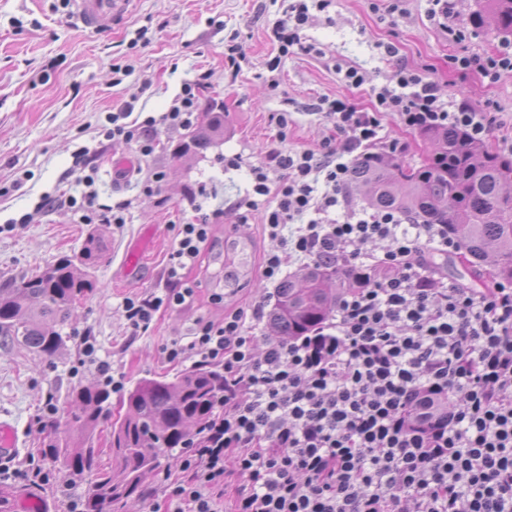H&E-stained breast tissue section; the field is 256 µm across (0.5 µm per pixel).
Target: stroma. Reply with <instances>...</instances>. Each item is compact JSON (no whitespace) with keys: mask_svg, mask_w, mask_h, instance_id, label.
Masks as SVG:
<instances>
[{"mask_svg":"<svg viewBox=\"0 0 512 512\" xmlns=\"http://www.w3.org/2000/svg\"><path fill=\"white\" fill-rule=\"evenodd\" d=\"M481 4L453 0L454 21L467 30L466 40L455 43L429 17L427 0H401L392 13L385 0H334L326 11H311L303 30L314 53L282 57L269 36L280 9L275 0H131L124 18L100 35L84 29L60 0H0V281L34 273L62 255L79 258L91 231L106 241L104 257L91 271L96 286L65 325L69 341L60 355L46 358L0 343V423L14 430L15 463L40 457L46 399L62 403L71 387L99 380L97 362L110 363L121 381V391L112 394L120 400L122 390L141 378L177 372L164 350L197 319L219 321L225 312L273 296L275 285L264 278L263 262L280 244L265 234L262 211L243 221L234 209L251 188L250 168L272 148L319 150L329 122L313 111L317 99L371 106L372 87L394 72L385 45H394L410 68L436 81L445 98L478 112H498L502 126L488 137L491 148L512 137V71L492 83L476 73L461 74L453 63L468 54L495 53L502 42L491 28H467ZM231 42L241 55L236 73L224 59ZM275 58L280 65L272 73L267 63ZM337 62L361 68L366 83L346 86L333 68ZM202 72L209 79L201 100L224 103V134L207 149L175 156L187 136L182 128H160V146L148 157L135 145L102 135L121 103L131 100L142 116H160L182 83ZM273 76L279 80L275 89L268 85ZM283 113L289 118L284 134L277 125ZM229 157L240 158V167H225ZM152 169L163 171L164 180L159 192L146 194L141 181ZM89 190L96 197L85 222L67 200ZM47 195L57 202L44 209L40 203ZM120 204L124 223L102 222ZM198 205L204 213L220 207L224 214L215 219L198 265L182 275L195 290V303L161 309L145 333L131 335L124 300L171 287L169 257ZM26 214L31 220L25 224ZM238 238L249 263L246 288L224 264L227 243ZM139 243L140 268L123 278L126 257ZM433 261L435 281L466 288L490 281L489 264L465 267L453 253ZM215 293L223 294V302L212 301ZM86 336L95 343L91 358L81 351Z\"/></svg>","mask_w":512,"mask_h":512,"instance_id":"stroma-1","label":"stroma"}]
</instances>
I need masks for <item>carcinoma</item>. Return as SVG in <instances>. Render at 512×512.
Listing matches in <instances>:
<instances>
[{"label":"carcinoma","instance_id":"obj_1","mask_svg":"<svg viewBox=\"0 0 512 512\" xmlns=\"http://www.w3.org/2000/svg\"><path fill=\"white\" fill-rule=\"evenodd\" d=\"M494 31L512 36V0H484L469 16L476 29L486 15ZM208 122L195 130L175 155L206 148L224 133V103L212 101L205 109ZM432 152L418 165L382 153L354 160L352 188L362 192L377 209L392 210L425 224H446L470 256L469 264L493 263L490 277L512 283V153L472 142L459 128L419 131ZM106 249L94 232L86 239L81 264L61 256L31 275L0 283V336L44 356L66 347L62 334L74 305L95 288L88 269L97 265ZM354 286L329 263H318L300 278H288L277 288L276 303L268 315L277 336H306L325 323L336 305V294ZM110 381L80 384L67 394L47 422L48 441L42 455L65 468L68 487H79L83 512H127L142 498L144 477L161 466V459L183 448L211 418L224 400V372L212 367H190L172 376L142 378L121 399L123 416L112 419ZM110 428L112 462L97 464L94 438L102 426ZM41 500L32 488L0 487V512H17L20 496Z\"/></svg>","mask_w":512,"mask_h":512}]
</instances>
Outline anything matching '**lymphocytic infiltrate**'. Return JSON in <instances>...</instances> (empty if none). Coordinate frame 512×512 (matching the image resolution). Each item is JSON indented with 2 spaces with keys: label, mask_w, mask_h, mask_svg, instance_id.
Wrapping results in <instances>:
<instances>
[{
  "label": "lymphocytic infiltrate",
  "mask_w": 512,
  "mask_h": 512,
  "mask_svg": "<svg viewBox=\"0 0 512 512\" xmlns=\"http://www.w3.org/2000/svg\"><path fill=\"white\" fill-rule=\"evenodd\" d=\"M331 3L283 8L270 28L280 55L312 52L301 35L309 11ZM207 80L184 82L168 112L138 124L128 121L133 104L122 105L105 137L151 155L159 127L193 125ZM373 93L368 109L315 103L331 124L321 153L272 150L252 167L234 208L263 210L265 232L280 240L265 278L277 280L291 257L338 265L355 285L307 336L257 345L246 323L263 319L261 300L218 322L198 319L187 340L171 342L168 362L223 367L224 401L203 443L162 471L156 512H512V285L435 283L426 256L455 249L447 225L412 224L346 196L350 154L401 150L383 132L386 117L409 130L456 127L480 142L499 120L444 99L435 81L403 65ZM273 169L282 173L275 183ZM321 181L331 191L320 196ZM211 231L206 214L183 225L170 279L196 264ZM378 240L385 248L368 251ZM194 300V288L177 285L125 299L126 325L147 329L160 309Z\"/></svg>",
  "instance_id": "obj_1"
}]
</instances>
